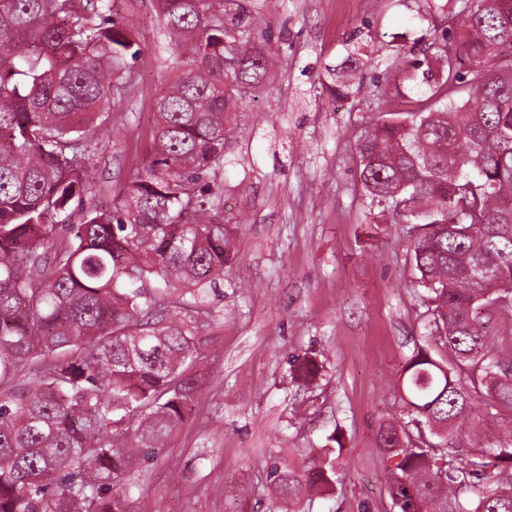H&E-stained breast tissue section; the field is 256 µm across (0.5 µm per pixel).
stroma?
Here are the masks:
<instances>
[{
  "label": "stroma",
  "mask_w": 512,
  "mask_h": 512,
  "mask_svg": "<svg viewBox=\"0 0 512 512\" xmlns=\"http://www.w3.org/2000/svg\"><path fill=\"white\" fill-rule=\"evenodd\" d=\"M262 13L270 80L237 115L215 180L224 189L236 254L211 303L208 385L195 416L148 466L134 512H271L270 456L300 465L338 437L332 497L303 512H395L375 444L379 424L406 419L394 384L424 349L446 364L424 288L410 261L415 225L379 215L357 180L355 141L378 113L405 109L410 91L386 66L434 38L431 19L462 0H248ZM139 53L112 101L88 169V204L127 194L151 160L156 99L175 72L152 0H120ZM359 46L358 94L331 101L314 85ZM311 359L315 376L297 377ZM512 412L476 400L449 437L453 454L475 435L503 438Z\"/></svg>",
  "instance_id": "obj_1"
}]
</instances>
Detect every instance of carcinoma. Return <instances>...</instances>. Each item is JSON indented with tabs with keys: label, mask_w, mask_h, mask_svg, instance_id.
I'll return each instance as SVG.
<instances>
[{
	"label": "carcinoma",
	"mask_w": 512,
	"mask_h": 512,
	"mask_svg": "<svg viewBox=\"0 0 512 512\" xmlns=\"http://www.w3.org/2000/svg\"><path fill=\"white\" fill-rule=\"evenodd\" d=\"M185 69L156 100L153 159L122 205L88 207L87 130L129 82L133 32L112 0H0V512H130L146 466L195 412L205 386L201 330L208 294L234 256L219 208L224 128L270 76L244 0H155ZM456 27L392 67L413 98L356 140L371 204L423 225L412 245L450 369L421 349L399 376L416 432L379 426L395 459L385 485L397 512H512V428L477 454L447 459L474 396L512 411V358L493 353L478 310L512 309V0H465ZM235 85L224 87L226 45ZM357 49L319 81L355 94ZM468 382H463L462 377ZM272 458L280 512L331 494L332 455Z\"/></svg>",
	"instance_id": "obj_1"
}]
</instances>
